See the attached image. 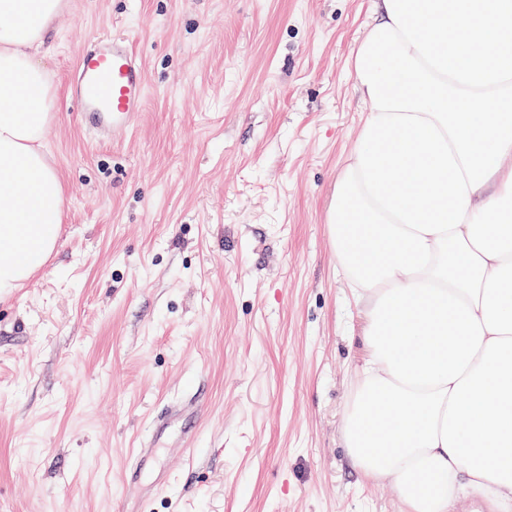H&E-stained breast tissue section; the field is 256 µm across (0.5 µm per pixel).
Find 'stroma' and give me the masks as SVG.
<instances>
[{
  "instance_id": "1",
  "label": "stroma",
  "mask_w": 512,
  "mask_h": 512,
  "mask_svg": "<svg viewBox=\"0 0 512 512\" xmlns=\"http://www.w3.org/2000/svg\"><path fill=\"white\" fill-rule=\"evenodd\" d=\"M378 0H65L36 57L65 188L45 267L0 297V512H400L343 441L361 314L326 209L366 105ZM126 36L148 99L89 135L66 82ZM197 397L195 452L168 404ZM141 477L172 487L124 496Z\"/></svg>"
}]
</instances>
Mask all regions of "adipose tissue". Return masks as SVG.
<instances>
[{
  "instance_id": "1",
  "label": "adipose tissue",
  "mask_w": 512,
  "mask_h": 512,
  "mask_svg": "<svg viewBox=\"0 0 512 512\" xmlns=\"http://www.w3.org/2000/svg\"><path fill=\"white\" fill-rule=\"evenodd\" d=\"M63 7L0 0V294L62 233L32 54ZM352 71L369 109L327 209L362 313L347 452L403 512H512V0H381Z\"/></svg>"
}]
</instances>
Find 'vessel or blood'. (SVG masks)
<instances>
[{
    "instance_id": "obj_1",
    "label": "vessel or blood",
    "mask_w": 512,
    "mask_h": 512,
    "mask_svg": "<svg viewBox=\"0 0 512 512\" xmlns=\"http://www.w3.org/2000/svg\"><path fill=\"white\" fill-rule=\"evenodd\" d=\"M70 95L95 138L103 140L127 131L146 100L143 68L130 41L107 35L93 38L73 70ZM197 413L195 403H175L168 416L154 419L153 427L162 431L169 419L192 420Z\"/></svg>"
}]
</instances>
